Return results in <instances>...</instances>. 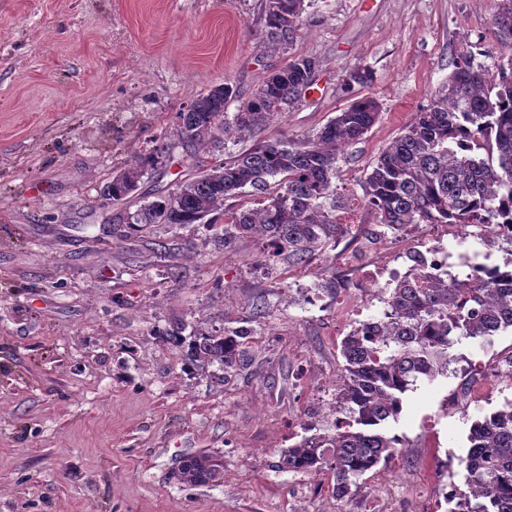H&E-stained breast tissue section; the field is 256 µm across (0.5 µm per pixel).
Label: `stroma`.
<instances>
[{"label": "stroma", "mask_w": 512, "mask_h": 512, "mask_svg": "<svg viewBox=\"0 0 512 512\" xmlns=\"http://www.w3.org/2000/svg\"><path fill=\"white\" fill-rule=\"evenodd\" d=\"M265 0H0V512H448L440 485H463L471 424L512 400V330L465 339L447 375L407 393L391 433L403 448L337 502L320 471L285 472L281 449L332 417L357 316L343 284L399 241L428 244L438 224L386 233L367 251L350 237L308 264L257 258V238L215 249L206 228L157 227L120 240L112 226L198 173L212 151L182 142L174 117L227 82L254 91L285 55L265 49ZM297 54L317 57L299 104L261 133L310 136L354 99L381 112L337 162L350 203L339 222L376 227L362 181L461 55L493 65L511 48L492 0H304ZM373 80L346 91L344 71ZM167 137L163 163L126 200L115 170ZM354 253L356 263L339 258ZM181 320L248 328L252 365L217 379L185 369L158 330ZM224 463L222 481L181 484L182 458Z\"/></svg>", "instance_id": "35a3bbf8"}]
</instances>
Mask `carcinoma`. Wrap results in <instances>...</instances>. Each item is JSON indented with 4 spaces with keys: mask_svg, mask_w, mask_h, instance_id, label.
I'll list each match as a JSON object with an SVG mask.
<instances>
[{
    "mask_svg": "<svg viewBox=\"0 0 512 512\" xmlns=\"http://www.w3.org/2000/svg\"><path fill=\"white\" fill-rule=\"evenodd\" d=\"M302 13L303 0H265L266 47L288 55L287 62L264 77L231 117L225 106L238 91L229 83L192 101L176 116L184 142L223 149L225 137H254L295 107L320 66L313 56L291 53ZM492 25L501 39H512V0H496ZM371 80L366 69L342 78L347 90ZM448 87L415 112L362 183L365 204L392 232L411 224L512 225V54L492 69L463 56ZM379 115L376 99L359 98L312 136L261 141L126 213L113 233L128 239L157 225L202 224L219 250L257 237L267 244L268 257L306 264L345 235L336 211L348 198L332 183L338 155L360 141ZM166 153L165 143H155L112 176L105 199L124 200ZM247 186L257 196L255 206L224 209ZM407 259L406 275L380 289L383 315L353 326L341 341L345 364L333 398L334 432L283 449L277 464L288 472L329 471L339 501L354 495L365 474L400 453V439L385 431L389 420H397L403 397L418 381L448 374L456 343L487 342L512 329V270L476 283L457 274H422L416 250ZM183 331L185 325L177 323L158 338L179 349L188 367L217 364L227 378L252 364L243 347V338L252 335L246 328L198 326L189 342ZM468 441L466 456L459 458L467 491L460 493L458 512H512V400L473 422ZM222 477V463L208 455L189 457L178 469V480L188 486Z\"/></svg>",
    "mask_w": 512,
    "mask_h": 512,
    "instance_id": "carcinoma-1",
    "label": "carcinoma"
}]
</instances>
